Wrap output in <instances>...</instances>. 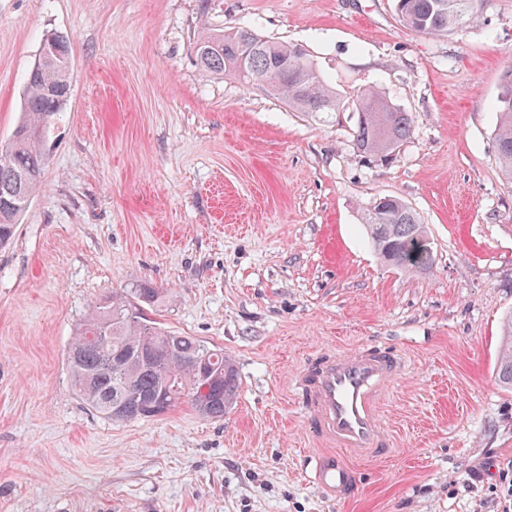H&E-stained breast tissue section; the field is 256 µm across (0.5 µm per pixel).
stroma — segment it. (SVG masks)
Listing matches in <instances>:
<instances>
[{"label":"stroma","mask_w":512,"mask_h":512,"mask_svg":"<svg viewBox=\"0 0 512 512\" xmlns=\"http://www.w3.org/2000/svg\"><path fill=\"white\" fill-rule=\"evenodd\" d=\"M446 35L393 0H0V142L45 35L71 94L45 127L42 182L0 248V512H512V179L496 157L512 0ZM303 45L337 92L374 86L413 132L384 166L351 111L315 122L196 61L203 29ZM402 198L429 274L381 262L363 212ZM149 286L169 331L222 347L239 395L222 419L182 404L113 422L76 395L67 350L112 291ZM390 347L389 449L352 460L351 497L310 481L318 443L291 390L312 355ZM502 336L498 356V377L503 384L512 388V313L504 317Z\"/></svg>","instance_id":"stroma-1"}]
</instances>
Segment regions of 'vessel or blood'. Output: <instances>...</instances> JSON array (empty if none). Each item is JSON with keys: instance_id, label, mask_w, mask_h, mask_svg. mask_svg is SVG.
I'll return each mask as SVG.
<instances>
[{"instance_id": "vessel-or-blood-1", "label": "vessel or blood", "mask_w": 512, "mask_h": 512, "mask_svg": "<svg viewBox=\"0 0 512 512\" xmlns=\"http://www.w3.org/2000/svg\"><path fill=\"white\" fill-rule=\"evenodd\" d=\"M406 371V360L398 351L359 346L321 353L293 376L301 415L324 446L312 464L311 479L318 488L345 497L356 482L348 457L385 454L386 434L379 408ZM340 448L347 452V459L337 457Z\"/></svg>"}]
</instances>
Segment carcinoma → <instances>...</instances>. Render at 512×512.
<instances>
[{
    "label": "carcinoma",
    "mask_w": 512,
    "mask_h": 512,
    "mask_svg": "<svg viewBox=\"0 0 512 512\" xmlns=\"http://www.w3.org/2000/svg\"><path fill=\"white\" fill-rule=\"evenodd\" d=\"M477 0H395L397 16L419 33L446 34L477 19ZM198 44L211 48L197 61L204 69L245 83H261L272 95L313 121L325 122L344 102L327 83L308 51L299 44L274 41L252 29L203 34ZM40 51L51 53L28 73L23 116L10 139L9 157L0 159V246L15 233L28 208L46 163L42 130L70 94L71 59L67 41L46 36ZM357 121L354 149L363 161L382 165L410 138L413 120L382 91L369 87L352 100ZM499 122L494 140L499 163L512 175V70L503 76ZM371 244L390 266L427 274L433 267L428 233L403 200L387 197L383 209L364 214ZM155 288L114 293L86 315L69 347L74 388L93 410L113 421H135L156 406L164 416L183 403L200 415L221 419L238 395V375L224 349L209 347L194 336L171 332L143 317L142 302H155ZM210 363L211 390L201 397L202 360ZM498 377L512 388V313L503 321Z\"/></svg>",
    "instance_id": "1"
}]
</instances>
